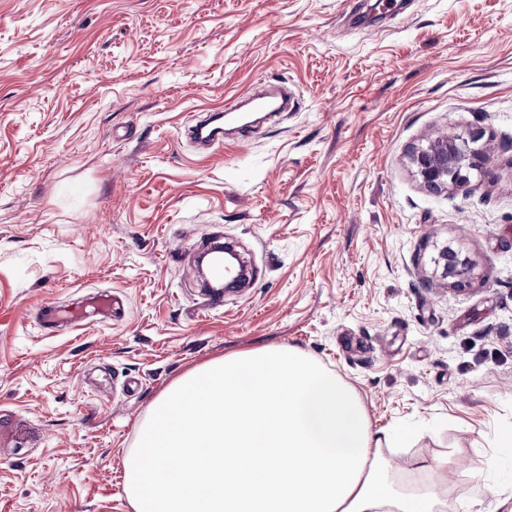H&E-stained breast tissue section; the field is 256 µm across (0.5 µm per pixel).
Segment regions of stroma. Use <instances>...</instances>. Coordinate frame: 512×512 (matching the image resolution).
Returning <instances> with one entry per match:
<instances>
[{"label":"stroma","mask_w":512,"mask_h":512,"mask_svg":"<svg viewBox=\"0 0 512 512\" xmlns=\"http://www.w3.org/2000/svg\"><path fill=\"white\" fill-rule=\"evenodd\" d=\"M261 80L295 109L187 141ZM445 129L493 150L434 193L407 154ZM216 235L257 275L205 312L187 268ZM102 291L114 319L40 326ZM282 345L414 431L398 474L447 459L448 512H512V478L478 476L512 428V0H0V512H133L153 401Z\"/></svg>","instance_id":"stroma-1"}]
</instances>
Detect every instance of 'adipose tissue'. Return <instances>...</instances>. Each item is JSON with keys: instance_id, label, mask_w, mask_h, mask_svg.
Instances as JSON below:
<instances>
[{"instance_id": "obj_1", "label": "adipose tissue", "mask_w": 512, "mask_h": 512, "mask_svg": "<svg viewBox=\"0 0 512 512\" xmlns=\"http://www.w3.org/2000/svg\"><path fill=\"white\" fill-rule=\"evenodd\" d=\"M358 394L303 350L196 367L150 407L124 457L133 512H447L446 463L396 474Z\"/></svg>"}]
</instances>
